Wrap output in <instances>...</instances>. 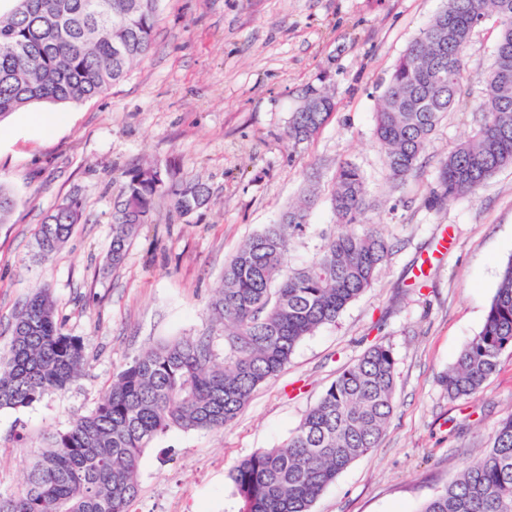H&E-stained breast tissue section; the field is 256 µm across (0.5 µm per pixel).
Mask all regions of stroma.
I'll return each instance as SVG.
<instances>
[{
    "label": "stroma",
    "instance_id": "obj_1",
    "mask_svg": "<svg viewBox=\"0 0 512 512\" xmlns=\"http://www.w3.org/2000/svg\"><path fill=\"white\" fill-rule=\"evenodd\" d=\"M446 0H159L150 54L104 94L80 104H35L0 121V186L16 201L0 224V354L14 317L49 287L85 366L67 389L29 407L0 408V494L17 491L46 446L92 410L148 348L210 327L208 303L224 266L251 236L311 195L287 270L308 265L336 231L331 194L339 164L362 172L392 251L373 286L335 323L295 348L220 431L172 429L147 448L130 512H240L235 464L284 445L307 412L374 343L396 360L394 411L377 448L329 485L312 512H418L483 454L512 413V351L471 400L439 383L482 328L512 259V166L475 195L424 204L441 158L479 126L498 23L489 16L466 47V108L448 112L409 184L394 188L375 141L376 113L395 64ZM336 108L313 140L284 132L307 90ZM49 112L52 130L37 118ZM174 162L211 203L190 216L158 203L117 268L108 263L114 205L128 169ZM84 215L62 247L42 254L35 233L70 197Z\"/></svg>",
    "mask_w": 512,
    "mask_h": 512
}]
</instances>
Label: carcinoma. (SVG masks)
<instances>
[{
    "label": "carcinoma",
    "mask_w": 512,
    "mask_h": 512,
    "mask_svg": "<svg viewBox=\"0 0 512 512\" xmlns=\"http://www.w3.org/2000/svg\"><path fill=\"white\" fill-rule=\"evenodd\" d=\"M0 9V119L40 102L81 103L123 80L150 53L158 0H105L108 17L94 25L92 0H8ZM496 16L501 35L473 135L439 163L434 207L472 195L512 165V0H447L396 65L376 115L375 137L389 179L416 172L444 113L460 101L475 25ZM336 103L310 91L292 113L286 139L313 138ZM168 200L181 217L207 206L197 179L168 163L128 172L112 224V267L154 210ZM337 223L366 224L364 177L338 166L331 195ZM310 200L288 207L280 223L249 238L224 267L212 297L211 329L224 332L217 360L209 335L158 344L112 379L96 407L54 435L29 468L24 486L0 495V512H129L146 448L172 428L219 431L233 422L256 388L278 375L298 343L336 321L371 287L388 256L384 229H338L307 266L284 272L291 239L306 223ZM82 218L76 199L46 215L36 232L44 254L56 251ZM512 351V259L501 269L480 332L441 377L448 398H474ZM395 358L371 346L345 367L279 448L256 451L230 472L240 512H311L321 493L359 457L378 447L394 409ZM84 367L81 340L64 332L47 288L15 316L10 348L0 357V408L28 407L75 381ZM419 512H512V413L499 421L480 457L426 500Z\"/></svg>",
    "instance_id": "cac0c4a2"
}]
</instances>
